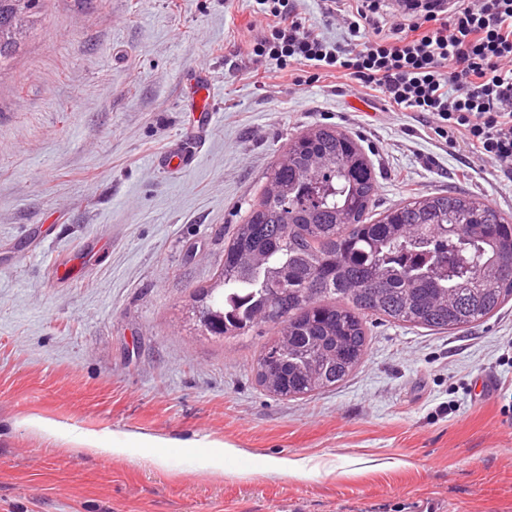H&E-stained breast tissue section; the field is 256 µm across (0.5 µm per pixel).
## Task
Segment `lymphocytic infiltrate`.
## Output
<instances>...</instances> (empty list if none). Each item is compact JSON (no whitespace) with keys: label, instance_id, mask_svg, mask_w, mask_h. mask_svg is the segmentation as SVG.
Returning <instances> with one entry per match:
<instances>
[{"label":"lymphocytic infiltrate","instance_id":"f902f5d3","mask_svg":"<svg viewBox=\"0 0 512 512\" xmlns=\"http://www.w3.org/2000/svg\"><path fill=\"white\" fill-rule=\"evenodd\" d=\"M342 29L330 41L290 0H259L253 53L276 69L306 67L377 92L398 110L432 115L435 134L512 175V0H322Z\"/></svg>","mask_w":512,"mask_h":512}]
</instances>
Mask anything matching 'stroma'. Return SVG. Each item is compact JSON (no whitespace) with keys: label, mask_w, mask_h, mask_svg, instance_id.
<instances>
[{"label":"stroma","mask_w":512,"mask_h":512,"mask_svg":"<svg viewBox=\"0 0 512 512\" xmlns=\"http://www.w3.org/2000/svg\"><path fill=\"white\" fill-rule=\"evenodd\" d=\"M256 0H48L0 71V512H512V302L456 332L371 324L343 382L286 400L255 360L273 331L227 341L190 318L290 138L317 124L371 160L376 209L447 191L512 216V179L430 116L252 54ZM214 118L191 167L164 170L193 125L188 73ZM94 238L111 246L81 261ZM58 261L78 263L70 280ZM491 376L495 391L476 398ZM164 439L110 460L79 447ZM240 448L223 473L212 443ZM300 461L304 475L266 467Z\"/></svg>","instance_id":"stroma-1"}]
</instances>
